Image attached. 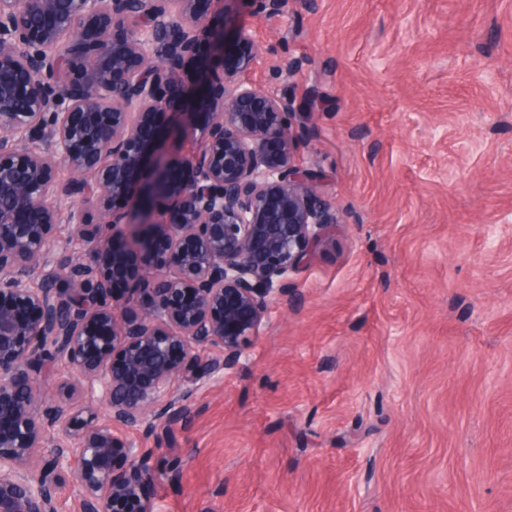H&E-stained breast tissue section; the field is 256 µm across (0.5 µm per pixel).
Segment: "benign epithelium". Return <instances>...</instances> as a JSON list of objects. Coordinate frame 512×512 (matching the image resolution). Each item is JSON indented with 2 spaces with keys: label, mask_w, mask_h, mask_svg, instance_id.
Here are the masks:
<instances>
[{
  "label": "benign epithelium",
  "mask_w": 512,
  "mask_h": 512,
  "mask_svg": "<svg viewBox=\"0 0 512 512\" xmlns=\"http://www.w3.org/2000/svg\"><path fill=\"white\" fill-rule=\"evenodd\" d=\"M210 35L199 0H0V512H56L67 482L81 512H150L152 452L119 457L100 407L114 425L181 422L174 385L234 368L268 304L342 223L293 164L291 102L237 78L260 58L246 28L196 151L149 157L188 106L184 60ZM150 161L157 181L136 196ZM169 187L178 203L163 221L155 201ZM133 196L130 211L112 208ZM62 222L69 255L54 253ZM124 247L155 263L118 295ZM205 347L220 355L202 358ZM56 356L72 377L66 401L44 408Z\"/></svg>",
  "instance_id": "benign-epithelium-1"
}]
</instances>
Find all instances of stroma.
I'll use <instances>...</instances> for the list:
<instances>
[{
	"instance_id": "stroma-1",
	"label": "stroma",
	"mask_w": 512,
	"mask_h": 512,
	"mask_svg": "<svg viewBox=\"0 0 512 512\" xmlns=\"http://www.w3.org/2000/svg\"><path fill=\"white\" fill-rule=\"evenodd\" d=\"M205 10L186 69L226 68L249 28L242 77L293 101L294 163L342 222L235 368L175 385L170 435L115 427L156 451L152 512H512V0ZM190 91L172 157L208 119Z\"/></svg>"
}]
</instances>
